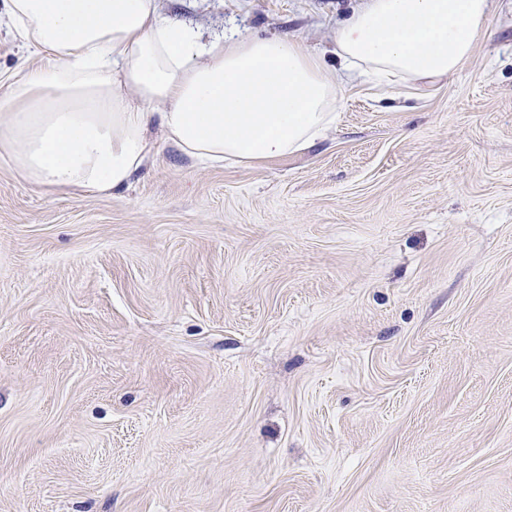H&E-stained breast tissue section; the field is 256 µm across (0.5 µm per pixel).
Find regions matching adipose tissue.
I'll return each mask as SVG.
<instances>
[{"mask_svg": "<svg viewBox=\"0 0 512 512\" xmlns=\"http://www.w3.org/2000/svg\"><path fill=\"white\" fill-rule=\"evenodd\" d=\"M490 0H368L336 30L359 83L455 73ZM41 65L0 95V157L54 192L125 190L154 155L152 129L208 165L293 154L334 119L336 78L295 40H201L157 0H5Z\"/></svg>", "mask_w": 512, "mask_h": 512, "instance_id": "obj_1", "label": "adipose tissue"}]
</instances>
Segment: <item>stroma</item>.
Wrapping results in <instances>:
<instances>
[{"label":"stroma","instance_id":"stroma-1","mask_svg":"<svg viewBox=\"0 0 512 512\" xmlns=\"http://www.w3.org/2000/svg\"><path fill=\"white\" fill-rule=\"evenodd\" d=\"M366 0H157L286 35L304 151L74 197L0 158V512H512V0L433 83L348 84ZM0 19V73L37 66Z\"/></svg>","mask_w":512,"mask_h":512}]
</instances>
